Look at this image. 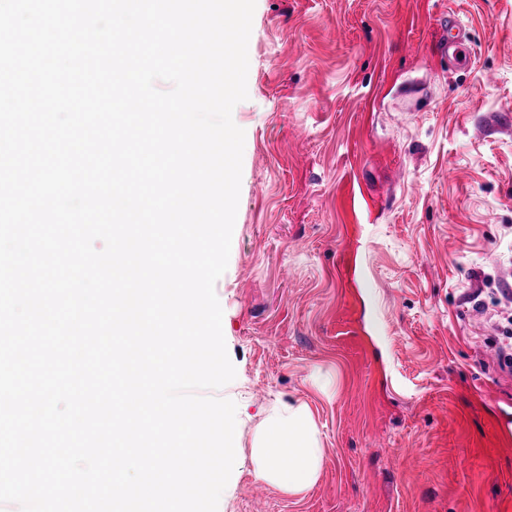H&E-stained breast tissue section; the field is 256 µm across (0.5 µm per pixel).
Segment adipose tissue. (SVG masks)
I'll use <instances>...</instances> for the list:
<instances>
[{
    "instance_id": "obj_1",
    "label": "adipose tissue",
    "mask_w": 512,
    "mask_h": 512,
    "mask_svg": "<svg viewBox=\"0 0 512 512\" xmlns=\"http://www.w3.org/2000/svg\"><path fill=\"white\" fill-rule=\"evenodd\" d=\"M250 456L259 479L291 495L311 489L321 473L323 450L309 407L273 410L257 427Z\"/></svg>"
}]
</instances>
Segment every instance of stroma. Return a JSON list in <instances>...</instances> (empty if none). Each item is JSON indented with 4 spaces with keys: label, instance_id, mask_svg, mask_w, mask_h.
Masks as SVG:
<instances>
[{
    "label": "stroma",
    "instance_id": "1",
    "mask_svg": "<svg viewBox=\"0 0 512 512\" xmlns=\"http://www.w3.org/2000/svg\"><path fill=\"white\" fill-rule=\"evenodd\" d=\"M459 27L467 64L437 44ZM215 285L244 458L218 512H512V0H256ZM479 295L486 314L472 308ZM307 403L292 496L248 452Z\"/></svg>",
    "mask_w": 512,
    "mask_h": 512
}]
</instances>
